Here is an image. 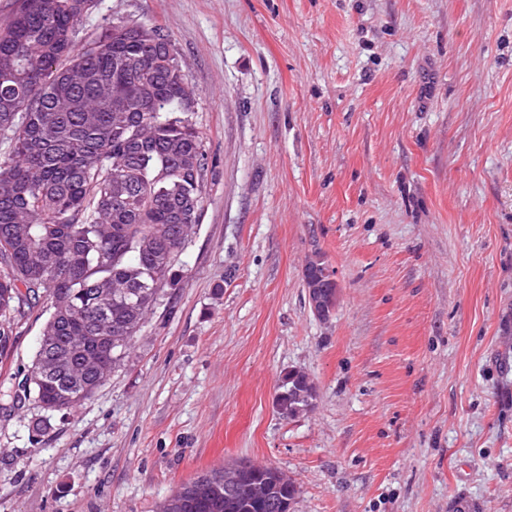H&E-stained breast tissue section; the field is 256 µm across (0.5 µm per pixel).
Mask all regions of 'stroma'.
<instances>
[{
  "instance_id": "35a3bbf8",
  "label": "stroma",
  "mask_w": 512,
  "mask_h": 512,
  "mask_svg": "<svg viewBox=\"0 0 512 512\" xmlns=\"http://www.w3.org/2000/svg\"><path fill=\"white\" fill-rule=\"evenodd\" d=\"M168 34L209 156L185 272L123 364L35 431L0 354V512H160L248 459L292 512H512V0H96ZM320 254L329 320L303 281ZM316 386L282 417L288 370Z\"/></svg>"
}]
</instances>
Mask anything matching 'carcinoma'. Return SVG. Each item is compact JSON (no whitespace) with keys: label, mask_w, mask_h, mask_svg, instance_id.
<instances>
[{"label":"carcinoma","mask_w":512,"mask_h":512,"mask_svg":"<svg viewBox=\"0 0 512 512\" xmlns=\"http://www.w3.org/2000/svg\"><path fill=\"white\" fill-rule=\"evenodd\" d=\"M87 0H20L0 30V354L15 318L46 296L32 365L11 395L69 412L104 385L82 366L97 356L119 366L166 289L180 282L196 232L209 167L189 119L191 92L170 39L156 27L109 25L78 49L74 31ZM92 78L70 84L69 71ZM315 386L290 370L276 397L282 416L306 410ZM267 496L232 495L203 506L183 484L163 512H275L298 488L256 466Z\"/></svg>","instance_id":"obj_1"}]
</instances>
